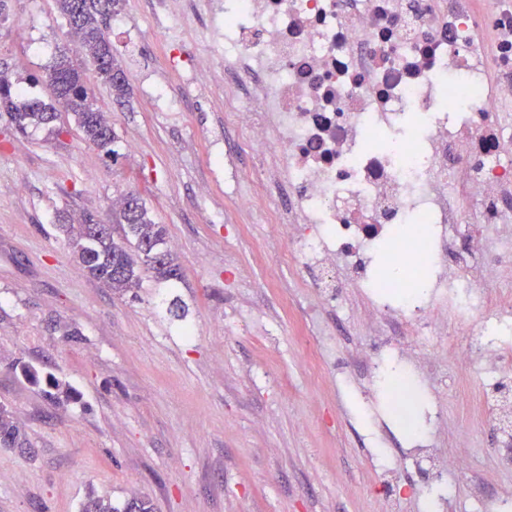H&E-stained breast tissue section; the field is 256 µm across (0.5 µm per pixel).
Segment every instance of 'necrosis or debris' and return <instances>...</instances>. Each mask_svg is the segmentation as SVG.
Masks as SVG:
<instances>
[{
	"label": "necrosis or debris",
	"mask_w": 512,
	"mask_h": 512,
	"mask_svg": "<svg viewBox=\"0 0 512 512\" xmlns=\"http://www.w3.org/2000/svg\"><path fill=\"white\" fill-rule=\"evenodd\" d=\"M211 32L234 125L288 178L283 252L343 267L377 318L438 336L440 309L483 317L470 341L495 386L512 372V0H217ZM399 263L431 274L378 283L368 254L386 226ZM477 226L465 259L447 242Z\"/></svg>",
	"instance_id": "necrosis-or-debris-1"
}]
</instances>
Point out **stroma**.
Returning <instances> with one entry per match:
<instances>
[{
  "mask_svg": "<svg viewBox=\"0 0 512 512\" xmlns=\"http://www.w3.org/2000/svg\"><path fill=\"white\" fill-rule=\"evenodd\" d=\"M5 2L0 77L23 100L53 102L45 76L71 54L69 28L54 0ZM115 11L108 36L127 95L92 84L117 160L68 114L67 133L23 136L0 111V404L24 439L0 447V512H81L91 494L118 510L145 498L153 512H471L479 491L512 500V447L500 444L512 405L466 359L472 325L453 322L437 346L402 321L374 327L346 272L322 285L318 270L285 263L265 211L235 205L257 188L261 150L229 125L208 80L182 93L212 52L207 0H184L169 40L154 0ZM228 153L239 172L229 188ZM128 192L165 225L182 278L117 296L86 275L57 217L111 223ZM384 344L416 365L421 414H442L419 423L433 447L468 452V469L448 473L449 504L421 497L433 471L372 380L366 352ZM24 364L71 396L29 383Z\"/></svg>",
  "mask_w": 512,
  "mask_h": 512,
  "instance_id": "35a3bbf8",
  "label": "stroma"
}]
</instances>
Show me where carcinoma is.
<instances>
[{
    "label": "carcinoma",
    "mask_w": 512,
    "mask_h": 512,
    "mask_svg": "<svg viewBox=\"0 0 512 512\" xmlns=\"http://www.w3.org/2000/svg\"><path fill=\"white\" fill-rule=\"evenodd\" d=\"M118 0H55L58 12L70 32L78 39L84 55L80 66L61 56L46 75L56 100L73 115L83 140L109 158L117 155L112 148L116 134L112 124L94 103V91L88 85L87 69L123 72L108 38L107 20ZM20 91L0 81V109L22 133L29 128L45 127L60 135L66 128L56 126L59 113L52 104L32 101L15 102ZM114 223L103 224L92 213L61 225L75 258L86 273L116 295L142 286L143 276L157 281L177 280L181 265L169 250L166 228L155 222L141 199L128 193L113 211ZM20 440V428L10 410L0 405V446L14 447Z\"/></svg>",
    "instance_id": "1"
}]
</instances>
